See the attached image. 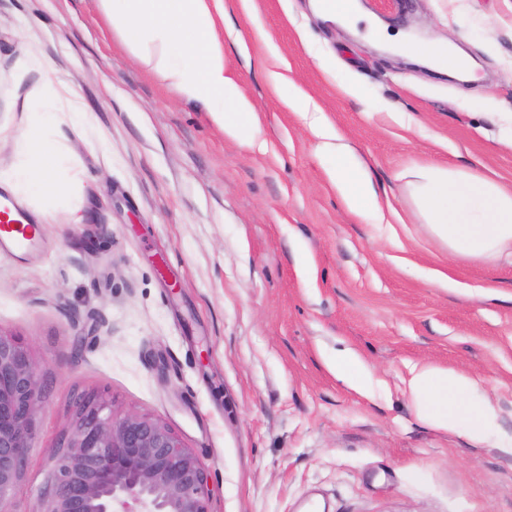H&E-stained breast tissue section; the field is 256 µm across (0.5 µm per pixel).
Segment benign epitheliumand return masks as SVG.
I'll use <instances>...</instances> for the list:
<instances>
[{
  "mask_svg": "<svg viewBox=\"0 0 512 512\" xmlns=\"http://www.w3.org/2000/svg\"><path fill=\"white\" fill-rule=\"evenodd\" d=\"M40 399L28 349L0 334V506L22 477ZM210 497L205 467L172 428L148 414L117 417L89 395L76 401L39 512H210Z\"/></svg>",
  "mask_w": 512,
  "mask_h": 512,
  "instance_id": "7a95c632",
  "label": "benign epithelium"
}]
</instances>
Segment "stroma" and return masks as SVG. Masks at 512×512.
Returning <instances> with one entry per match:
<instances>
[{"instance_id":"stroma-1","label":"stroma","mask_w":512,"mask_h":512,"mask_svg":"<svg viewBox=\"0 0 512 512\" xmlns=\"http://www.w3.org/2000/svg\"><path fill=\"white\" fill-rule=\"evenodd\" d=\"M359 2L389 31L452 40L475 79L310 0H253L231 18L245 49L218 33L259 110L248 147L135 55L98 0H0V172L44 110L79 171L63 196H15L36 247L0 244V333L25 342L41 386L8 512H38L85 394L180 434L210 512H512V255H449L402 178L441 163L512 184V0ZM268 67L368 164L382 222L343 203ZM345 349L366 393L329 368ZM423 364L479 380L495 440L417 420L405 388Z\"/></svg>"}]
</instances>
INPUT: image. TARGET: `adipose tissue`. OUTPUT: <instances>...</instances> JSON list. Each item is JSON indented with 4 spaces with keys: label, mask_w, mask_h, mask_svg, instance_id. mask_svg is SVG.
Segmentation results:
<instances>
[{
    "label": "adipose tissue",
    "mask_w": 512,
    "mask_h": 512,
    "mask_svg": "<svg viewBox=\"0 0 512 512\" xmlns=\"http://www.w3.org/2000/svg\"><path fill=\"white\" fill-rule=\"evenodd\" d=\"M125 44L132 50L159 46L167 72L183 93L201 104L228 136L247 145L259 138L256 107L243 95L224 67V48L216 27L234 8L248 11L252 0H99ZM396 48L407 57L430 61L453 72L471 71L463 55L445 42L425 43L400 37ZM290 105L307 121L316 150L332 161L330 180L345 205L368 219H379L382 207L367 167L342 143L318 107L299 93ZM52 113L21 134L14 150L21 164L6 178L26 197L60 195L77 169L64 165L49 130ZM408 182L414 211L428 233L457 258L487 260L512 251V187L498 179L457 166L415 165ZM408 397L416 417L426 425L460 432L486 441L495 431L499 413L482 393L479 381L448 369L414 368Z\"/></svg>",
    "instance_id": "ef3b65f1"
}]
</instances>
